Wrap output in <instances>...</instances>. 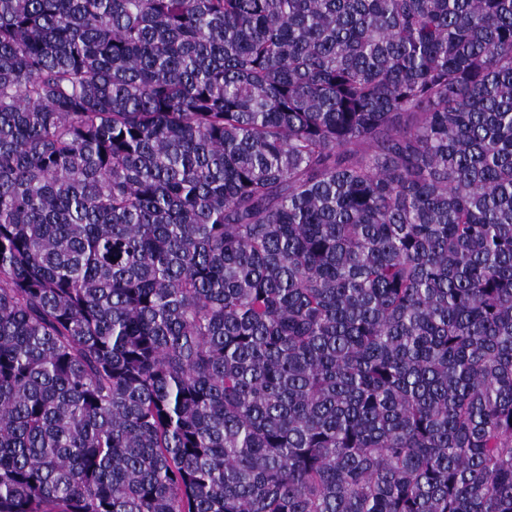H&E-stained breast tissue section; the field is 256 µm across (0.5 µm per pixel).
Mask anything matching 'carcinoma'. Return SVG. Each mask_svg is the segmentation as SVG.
I'll list each match as a JSON object with an SVG mask.
<instances>
[{"label": "carcinoma", "mask_w": 512, "mask_h": 512, "mask_svg": "<svg viewBox=\"0 0 512 512\" xmlns=\"http://www.w3.org/2000/svg\"><path fill=\"white\" fill-rule=\"evenodd\" d=\"M0 512H512V0H0Z\"/></svg>", "instance_id": "carcinoma-1"}]
</instances>
